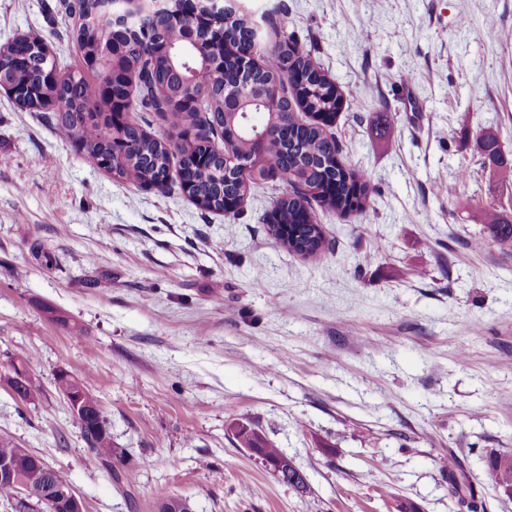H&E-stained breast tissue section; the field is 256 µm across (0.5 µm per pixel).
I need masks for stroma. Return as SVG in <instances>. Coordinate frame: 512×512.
<instances>
[{
	"instance_id": "1",
	"label": "stroma",
	"mask_w": 512,
	"mask_h": 512,
	"mask_svg": "<svg viewBox=\"0 0 512 512\" xmlns=\"http://www.w3.org/2000/svg\"><path fill=\"white\" fill-rule=\"evenodd\" d=\"M342 90L332 133L375 187L365 213L309 211L326 247L276 242V193L209 213L116 179L0 94V438L41 457L85 512H457L456 460L486 512L512 453V0H241ZM58 0H0V46L38 33L61 74L81 53ZM55 256L47 266L36 250ZM24 357L37 393L8 387ZM98 399L116 472L88 462L55 378ZM262 432L302 470L280 482L237 442ZM483 229L487 236L500 246L512 248V224L499 221L497 215L488 212L484 216ZM488 464L495 475L501 493L512 499V454H499L490 457Z\"/></svg>"
}]
</instances>
